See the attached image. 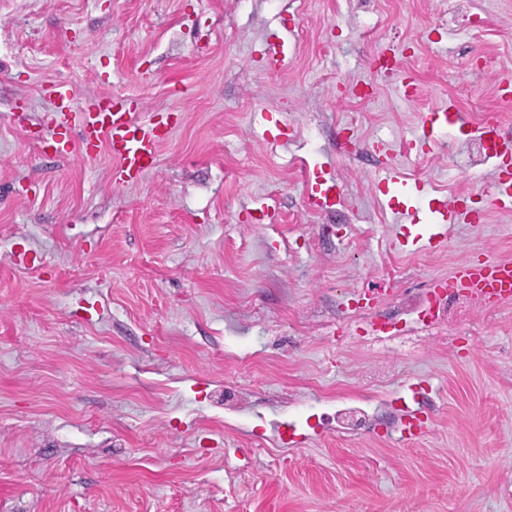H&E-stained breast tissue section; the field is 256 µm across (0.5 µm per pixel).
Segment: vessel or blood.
Instances as JSON below:
<instances>
[{
	"mask_svg": "<svg viewBox=\"0 0 512 512\" xmlns=\"http://www.w3.org/2000/svg\"><path fill=\"white\" fill-rule=\"evenodd\" d=\"M53 102L58 110L56 125L65 128L77 126L79 144L85 153L91 154L100 147H108L115 164L112 181L125 185L141 178L157 164L158 147L168 136V129L136 117V107L123 97H105L98 102L79 106L73 103L65 86L52 89ZM465 118L455 106L429 113L421 123V131L407 143L408 148L431 149L438 141L441 130L464 124ZM386 181L394 191L388 206L391 211L392 240L399 246H407L408 225L429 221L433 231L420 237L421 249L428 250L448 240L450 225L466 222L479 223L480 218L466 206L449 204L447 198L430 199L427 209L404 203L397 195L409 184L406 177L389 171ZM488 201L497 210L512 211V173L496 168L488 191ZM449 288L472 294L479 303L493 304L495 297L512 292V262L487 261L479 265L461 264L448 283Z\"/></svg>",
	"mask_w": 512,
	"mask_h": 512,
	"instance_id": "b4317fda",
	"label": "vessel or blood"
}]
</instances>
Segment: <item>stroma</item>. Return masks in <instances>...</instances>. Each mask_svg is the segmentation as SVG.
I'll list each match as a JSON object with an SVG mask.
<instances>
[{
	"label": "stroma",
	"instance_id": "1",
	"mask_svg": "<svg viewBox=\"0 0 512 512\" xmlns=\"http://www.w3.org/2000/svg\"><path fill=\"white\" fill-rule=\"evenodd\" d=\"M507 77L512 0H0V512H512V300L418 319L512 214L395 247L373 150L449 101L512 131ZM57 82L172 124L156 168L57 151ZM469 135L393 163L487 210Z\"/></svg>",
	"mask_w": 512,
	"mask_h": 512
}]
</instances>
